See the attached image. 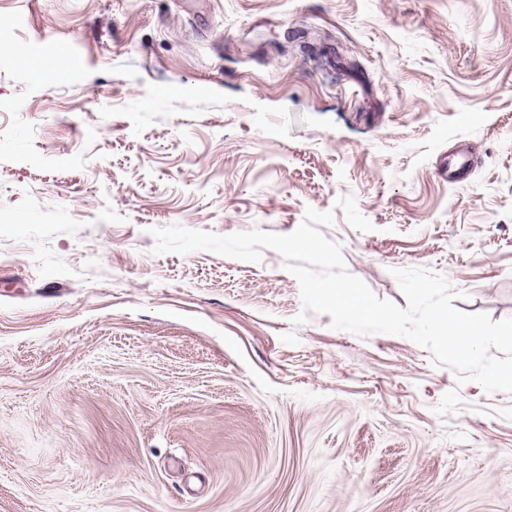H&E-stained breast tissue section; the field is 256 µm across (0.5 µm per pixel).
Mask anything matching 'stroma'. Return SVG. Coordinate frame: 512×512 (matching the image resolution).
<instances>
[{"label":"stroma","mask_w":512,"mask_h":512,"mask_svg":"<svg viewBox=\"0 0 512 512\" xmlns=\"http://www.w3.org/2000/svg\"><path fill=\"white\" fill-rule=\"evenodd\" d=\"M310 208L378 297L512 317V0H0V512H512V394L153 252Z\"/></svg>","instance_id":"stroma-1"}]
</instances>
